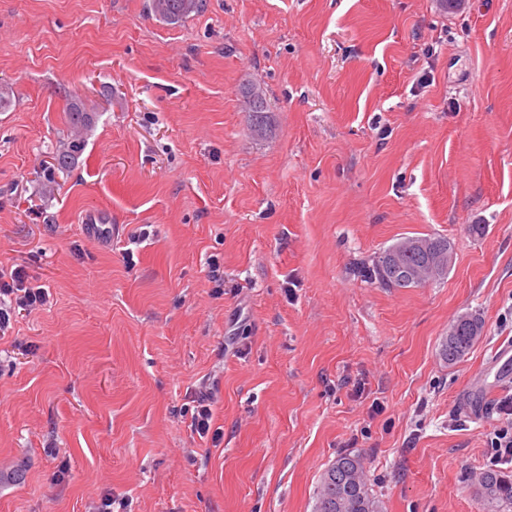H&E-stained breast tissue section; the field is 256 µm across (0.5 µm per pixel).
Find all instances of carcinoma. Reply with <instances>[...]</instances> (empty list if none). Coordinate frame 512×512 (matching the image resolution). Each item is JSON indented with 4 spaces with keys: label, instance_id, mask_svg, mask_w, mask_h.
Returning <instances> with one entry per match:
<instances>
[{
    "label": "carcinoma",
    "instance_id": "obj_1",
    "mask_svg": "<svg viewBox=\"0 0 512 512\" xmlns=\"http://www.w3.org/2000/svg\"><path fill=\"white\" fill-rule=\"evenodd\" d=\"M204 0H148L147 8L160 21L179 25L203 11ZM67 122L76 132L92 126L94 113L75 102L66 109ZM85 141L76 136L62 143L53 156L54 163L44 170L51 182L58 171L72 165L75 156L84 150ZM429 241L435 252L425 253L418 243ZM452 251L447 238L436 235L403 237L371 259V263L360 268L362 275L383 288L417 287L395 278L391 270L393 258H399L410 268L432 261L436 254ZM484 322L475 313H464L448 328V336L442 342L441 356L448 364L464 359L483 334ZM476 494L487 512H512V470L491 468L476 479ZM315 512H383V505L368 482L364 459L358 453H343L328 466L320 478L316 493Z\"/></svg>",
    "mask_w": 512,
    "mask_h": 512
}]
</instances>
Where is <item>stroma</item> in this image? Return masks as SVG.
<instances>
[{"instance_id": "1", "label": "stroma", "mask_w": 512, "mask_h": 512, "mask_svg": "<svg viewBox=\"0 0 512 512\" xmlns=\"http://www.w3.org/2000/svg\"><path fill=\"white\" fill-rule=\"evenodd\" d=\"M0 87V269L50 297L0 341V512H313L344 451L385 512H485L512 397V0H206L180 26L0 0ZM76 98L96 124L46 181ZM426 234L454 249L441 280L360 276ZM212 385L217 447L186 417ZM484 322L476 313H464L448 328L442 342L441 355L448 364L464 359L483 334Z\"/></svg>"}]
</instances>
